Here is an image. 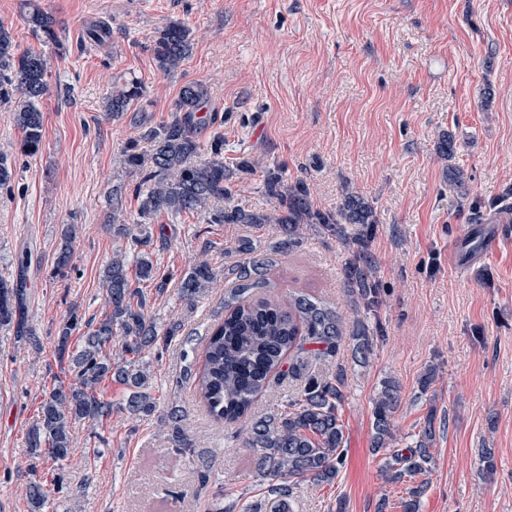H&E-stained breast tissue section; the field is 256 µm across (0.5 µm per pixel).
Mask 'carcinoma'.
Returning a JSON list of instances; mask_svg holds the SVG:
<instances>
[{"label":"carcinoma","mask_w":512,"mask_h":512,"mask_svg":"<svg viewBox=\"0 0 512 512\" xmlns=\"http://www.w3.org/2000/svg\"><path fill=\"white\" fill-rule=\"evenodd\" d=\"M26 21L32 31L48 40L57 39L54 20L35 0H26ZM191 31L180 22L167 24L153 42L151 51L157 71H177L191 51ZM47 59L36 52L21 51L10 31L0 24V104L13 107L23 138L19 152L38 154L43 146L44 113L39 104L48 92ZM207 83L185 84L171 118L145 135V144L129 141L120 164L140 178L134 189L137 210L134 224L139 235L135 245L150 240V224L161 214L203 213L209 224H273L278 233L277 249L287 250L300 243L304 228L318 226L323 233L341 237L345 225L357 224L359 231L349 241V257L343 267L347 295L359 307L377 308L382 288L376 276V260L370 240L378 220L374 207L363 196L346 189L336 211L313 208L306 182L286 183L278 166L267 167L263 192L274 202V209L260 210L231 203L234 189L224 169V138L214 137L203 145L197 135L196 113L208 102ZM143 97L141 86L133 81L112 88L106 108L117 119ZM123 186L112 189V223L126 234ZM74 236L63 230L56 253L53 275L65 278L71 269ZM248 255L247 261L224 269V279L232 288L224 293V318L205 337L202 362L185 370L199 402L217 424L236 426L235 436L256 454L259 475L274 481V495L267 512H289L288 482L310 480L316 484L334 482L344 462V426L340 406L345 398L344 370L308 374L310 361L336 355L340 346H352L356 361L366 363L372 354L374 333L360 323L350 326L346 317L309 294L287 298L265 291L273 260L256 252L252 240L240 239L234 246ZM127 253L112 254L102 275L105 288L104 310L97 320H83L76 312L60 325L54 353L59 364L67 365L72 380L57 381L45 393L37 419L27 433L29 471L33 476L26 487L29 512H44L48 504L45 482L34 479L42 465L51 461L59 470L53 483L61 485L60 471L75 454L77 426H101L115 410H124L137 419L149 417L159 407L150 392V374L144 353L159 343L179 336L181 324L174 322L159 330L148 312L146 292L133 287V280L153 279L149 254L138 252L135 276H130ZM218 274L208 260L198 259L181 275L178 294L194 302L203 298ZM26 290L21 279L0 276V327L16 325V338L39 346L24 319ZM85 327L80 344L72 346L73 332ZM303 380L296 396L275 410L257 416L252 408L257 396L271 382L284 376ZM115 381L125 386L126 399L119 407L104 399L101 384ZM400 405L399 387L383 383L373 402L372 450L383 456L387 481L426 475L432 471L436 411H430L416 441L405 448H394L392 420ZM169 438L178 452L193 463L202 459L184 435L181 409L167 411ZM480 472L491 478L496 473L493 452L484 448L479 456ZM424 484L412 487L401 499L402 512H419Z\"/></svg>","instance_id":"1"}]
</instances>
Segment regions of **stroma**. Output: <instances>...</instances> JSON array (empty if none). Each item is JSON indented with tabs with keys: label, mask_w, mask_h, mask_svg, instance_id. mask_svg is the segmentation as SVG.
Returning <instances> with one entry per match:
<instances>
[{
	"label": "stroma",
	"mask_w": 512,
	"mask_h": 512,
	"mask_svg": "<svg viewBox=\"0 0 512 512\" xmlns=\"http://www.w3.org/2000/svg\"><path fill=\"white\" fill-rule=\"evenodd\" d=\"M56 20L57 42L36 36L21 0H0V22L20 50L48 60L49 93L41 103V151L16 157L22 138L14 112L0 106V153L15 157L11 186L0 189V276H23L25 311L40 348L0 330V512H27L30 480L25 436L54 375L59 324L75 310L100 315L102 271L130 237L108 219L109 192L120 184L127 214L136 182L119 165L132 139L171 115L186 83L206 82L211 97L199 128L202 141L224 138L237 204L265 206L264 167L278 162L288 183L306 181L319 210H336L344 189L375 207L371 242L383 302L352 311L343 285L345 243L308 227L300 244L276 255L271 289H302L369 327L383 326L367 365L340 348L313 362L325 372L344 367L340 416L344 464L332 484L297 482L291 512H401L407 486L388 482L371 451L373 401L385 380L400 387L395 415L399 445L412 443L428 411L443 424L433 445L419 512H512V237L501 240L475 268L449 245L470 223L469 202L502 209L512 204V0H40ZM179 21L192 32V50L177 72L154 66L157 31ZM107 23L102 42L88 33ZM137 81L143 97L124 116L109 119L113 84ZM490 99H483V90ZM453 133L456 154L436 150ZM250 160L252 172L238 170ZM463 170L450 188L448 166ZM75 225L72 268L52 277L66 225ZM152 261L163 288L150 295L159 328L182 324V334L145 359L160 399L151 417L113 414L104 444L86 447L88 426L75 437L83 452L67 462L62 492L48 512H211L217 496L236 512L266 504L268 481L234 426L211 420L183 373L202 355L201 340L224 313L225 281L187 303L177 293L181 274L199 257L213 269L243 261L239 239L267 246L272 226L209 224L203 216L160 215L151 225ZM435 370L421 391L420 380ZM182 411L184 434L206 458V470L173 447L165 419ZM492 449L497 471L484 480L481 449Z\"/></svg>",
	"instance_id": "stroma-1"
}]
</instances>
